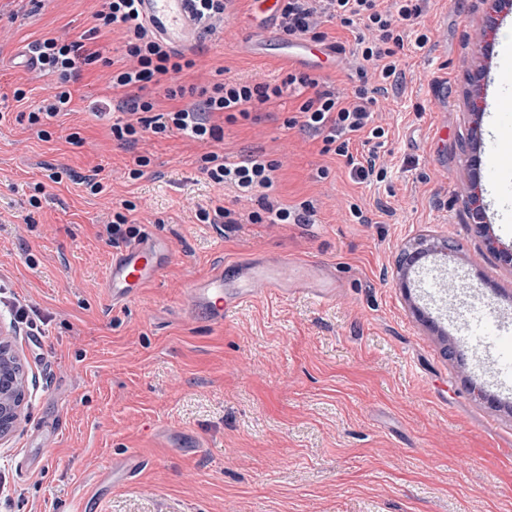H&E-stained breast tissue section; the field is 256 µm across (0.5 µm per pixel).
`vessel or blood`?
<instances>
[{
	"instance_id": "vessel-or-blood-1",
	"label": "vessel or blood",
	"mask_w": 512,
	"mask_h": 512,
	"mask_svg": "<svg viewBox=\"0 0 512 512\" xmlns=\"http://www.w3.org/2000/svg\"><path fill=\"white\" fill-rule=\"evenodd\" d=\"M253 15L258 24L255 29L257 44L252 53H260L262 44L276 39V17L280 0H251ZM138 9L150 30L177 49H190L200 38L191 0H139ZM279 60L298 62L313 71L336 68L341 58L335 50L324 44L305 39L281 45ZM489 120L492 133L488 152L496 156L497 171H490L486 179L495 198L500 202L512 200V187L503 183L500 169L512 165V132L506 131L501 116L512 110V88L490 83ZM173 262L170 243L162 236L148 234L113 253L105 276L106 289L113 303H128L141 290L157 282ZM302 262L282 256L270 264L254 265L239 260L227 264L225 269L190 281L186 290V304L195 313L204 315L215 325L223 324L230 313L237 310L256 291L282 295L309 293L320 303H332L333 284H317L301 276ZM144 465L141 456L131 455L113 460L112 479L123 482L135 477Z\"/></svg>"
}]
</instances>
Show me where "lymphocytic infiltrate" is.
Here are the masks:
<instances>
[{
	"instance_id": "f902f5d3",
	"label": "lymphocytic infiltrate",
	"mask_w": 512,
	"mask_h": 512,
	"mask_svg": "<svg viewBox=\"0 0 512 512\" xmlns=\"http://www.w3.org/2000/svg\"><path fill=\"white\" fill-rule=\"evenodd\" d=\"M94 12V25L83 38L73 40L65 35L35 40L28 45L42 75L54 81L52 94L30 112L25 119L36 129L46 121L67 114L72 101L69 82L82 66L95 63L99 51L90 46L102 30L115 27L124 34V53L110 78L112 96L101 101L98 113H113L110 126L113 141L135 151L144 133L166 136L181 133L198 142L220 141L224 138L215 114H223L228 122L250 119L252 112L273 104L284 88L302 94L297 123L312 136L322 138L336 155L349 156L354 138H361L365 148L353 160L358 180L383 178L386 164L380 155L388 136L387 129L377 124L375 114L381 97L402 76L399 53L406 39L418 46L428 42L427 34L410 37L408 25L423 14L425 0H281L279 35L281 38L305 37L325 41L320 27L333 22L344 29H357L356 47L351 55L355 72L349 93L337 92L320 76L298 72L287 74L281 84L216 79L204 86L179 83L180 75L195 66L193 58L175 49L150 33L136 8L137 0H99ZM173 80L165 91L172 108H160L145 91L161 77ZM202 172L216 187L233 186L235 203H256L248 219L253 224H308L315 214L312 202L290 207L273 198L278 161L261 154H249L231 161L211 152L203 156Z\"/></svg>"
}]
</instances>
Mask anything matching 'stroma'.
Returning a JSON list of instances; mask_svg holds the SVG:
<instances>
[{
    "label": "stroma",
    "instance_id": "35a3bbf8",
    "mask_svg": "<svg viewBox=\"0 0 512 512\" xmlns=\"http://www.w3.org/2000/svg\"><path fill=\"white\" fill-rule=\"evenodd\" d=\"M94 6L0 0V296L37 322L0 311L27 377L22 423L0 440V512H512V373L493 357L476 371L474 336L450 319L462 301L512 309V270L465 209L467 77L483 65L512 86V57L481 37L493 0H427L429 41H406L403 79L380 102L390 171L371 184L321 138L285 126L302 102L289 89L273 118L225 124L219 142L145 135L138 150L151 164L127 179L133 153L91 109L122 54L118 31L97 38L100 61L70 82V114L30 131L16 116L50 80L15 55L53 33L79 38ZM236 7L200 41L182 83L206 84L220 66L255 82L288 73L249 53L251 0ZM74 131L81 143H69ZM255 149L280 161L282 203L313 202L312 223L197 221L202 207L240 210L231 190L208 183L202 156ZM91 174L103 193L86 191ZM125 200L176 257L117 305L103 288L113 252L104 223ZM420 236L451 248L423 259L405 291L397 260ZM286 255L315 261L314 278L335 267V301L260 292L220 327L188 310V283L218 264ZM131 453L148 461L135 480L83 500L99 470Z\"/></svg>",
    "mask_w": 512,
    "mask_h": 512
}]
</instances>
